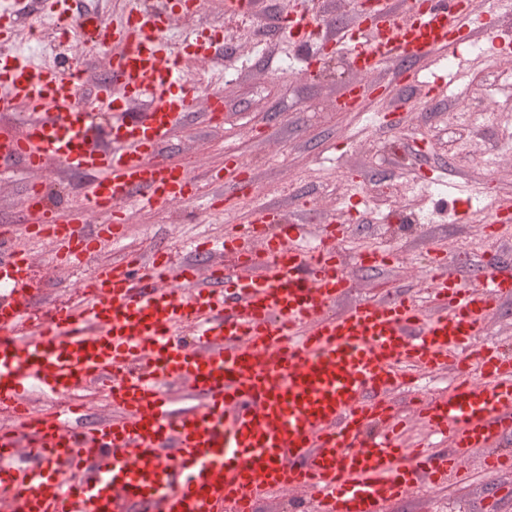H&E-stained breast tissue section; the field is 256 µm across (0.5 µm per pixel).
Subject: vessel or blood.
<instances>
[{"label":"vessel or blood","instance_id":"vessel-or-blood-1","mask_svg":"<svg viewBox=\"0 0 512 512\" xmlns=\"http://www.w3.org/2000/svg\"><path fill=\"white\" fill-rule=\"evenodd\" d=\"M197 0L160 9L125 0L111 22L80 19L88 48L104 52L106 79L83 104L84 59L34 67L0 57V112L22 110L20 133H0V160L29 175L21 235L46 244L57 265L95 260L77 303H56L46 325L29 326L39 300L34 253L0 228V512H254L289 493L319 512H387L409 490L462 483L466 464L487 474L512 467V355L479 336L512 298V263L483 260L463 279L442 268L426 296L409 292L348 301L354 280L336 249L340 226L311 235L305 216L286 221L256 202L234 150L224 212L246 225L247 242H194L207 263L136 251L96 261L123 239L130 210L152 211L197 194L187 167L166 149L194 114L214 120L220 98L201 99L164 33ZM482 15L461 0H374L345 54L360 73L404 63L400 83L432 97L465 61L463 28ZM292 52L314 72L321 49L337 43L305 12ZM222 36L196 40L198 61L223 57ZM89 176L72 213L48 203L50 165ZM109 221L87 227L89 214ZM485 239L512 235V208L482 226ZM482 361V381L463 379L432 395L419 369L460 370L458 356ZM70 396L61 410L35 408L36 393ZM111 411L88 420L89 398ZM413 421L427 439L406 443Z\"/></svg>","mask_w":512,"mask_h":512}]
</instances>
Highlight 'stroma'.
<instances>
[{"instance_id":"obj_1","label":"stroma","mask_w":512,"mask_h":512,"mask_svg":"<svg viewBox=\"0 0 512 512\" xmlns=\"http://www.w3.org/2000/svg\"><path fill=\"white\" fill-rule=\"evenodd\" d=\"M289 41L285 35L256 44L248 31L235 33L233 49L206 75V96L224 99L220 120L186 124L173 138L172 158L195 173L211 170L212 179L201 180L194 200L132 216L125 244L146 255L164 248L180 258L182 243L229 232L222 201L225 150L231 147L247 159L252 177L238 208L248 210L260 198L288 217L302 210L314 219L338 217L346 236L344 260L360 290L381 284L403 293L418 290L433 274L438 251L463 276L480 264L484 250L512 259V238L485 243L477 225L452 223L439 210L440 196L448 193L477 212L512 202V82L506 77L512 56L449 72L443 95L433 101L396 83L391 64L375 76L389 85V99L366 98L359 111L340 112L336 102L359 73L331 51L315 76L306 77ZM465 89L470 110L485 116L473 131L463 130L455 117L456 96ZM393 99L402 105V121L388 131ZM389 182L415 210L414 222L390 224L382 214L373 223L359 221L370 190ZM25 183L18 165L0 183V225H24ZM477 184L490 185V194L474 193ZM384 243L393 246L394 259L381 268L360 267L359 252ZM469 472L471 480L457 485L456 498L439 486L425 488L406 495L392 512H512V471L491 480L474 461Z\"/></svg>"}]
</instances>
